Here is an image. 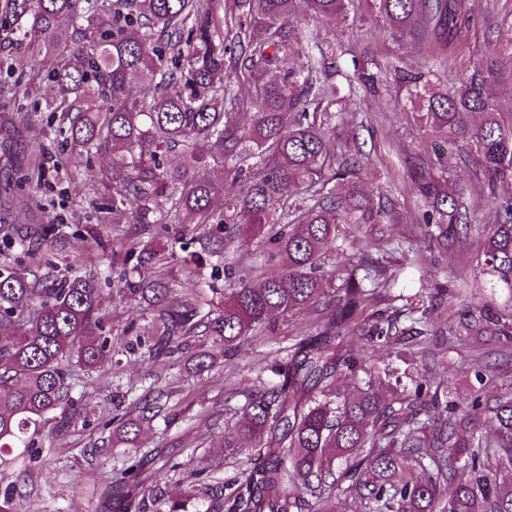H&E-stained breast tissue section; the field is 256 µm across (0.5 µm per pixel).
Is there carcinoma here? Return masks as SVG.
<instances>
[{"label": "carcinoma", "mask_w": 512, "mask_h": 512, "mask_svg": "<svg viewBox=\"0 0 512 512\" xmlns=\"http://www.w3.org/2000/svg\"><path fill=\"white\" fill-rule=\"evenodd\" d=\"M355 0H0V17L12 21L27 64L44 74L55 93L48 109L61 113L59 133L71 151L109 156L105 185L112 187V215L99 223L139 224L140 233L204 224L217 230L199 239L200 251L184 259L198 275L202 254L223 265L228 288L210 286L221 306L185 297L169 301L164 269L169 256L136 239L120 243L136 260L137 280L117 289L125 304L154 311L150 334L127 347L148 354L179 353L188 338L211 336L231 357L274 313L318 311L326 295L322 260L341 250L344 233L364 224H393L390 202H375L354 180L368 159L344 115L358 85L375 86L380 73H343L340 42L317 44L302 19L348 21ZM379 30L447 45L466 17L464 0H372ZM140 85L132 93V82ZM408 102L424 128L470 149L490 189L497 221L488 229L478 260L480 287L512 302V196L497 184L512 183V109L496 90L512 95V38L498 42L450 83L435 65L404 75ZM344 141L336 153L331 143ZM180 162L164 164L170 152ZM423 170L415 184L423 202V232L442 246L468 230L464 192L449 177ZM241 183L224 208L212 205L224 178ZM44 178L36 152L22 182L36 191ZM269 236L278 268L254 280L224 263L233 244L241 249ZM19 244L35 261L41 243L0 225V244ZM394 276L364 254L346 269L336 309L316 324L315 336H298L276 351L273 383L229 398L245 399L241 415L224 428V451L251 465L227 482L205 484L207 512H512V390L488 396L490 368L470 364L478 388L456 399L448 387L411 368L363 369L354 394L336 388L353 360L341 332V303L380 295L391 313L368 326L356 322L362 355L377 345L396 350L415 341L429 354L436 335L426 287L413 295L390 294ZM103 310L95 278H33L0 269V512H15L14 476L30 475L42 453L37 437L51 420L77 415L72 367L87 370L112 358L119 338L103 335ZM502 336L512 340V314L490 303L468 306L451 336ZM151 406L113 421L109 439L137 447ZM487 428L492 436L476 435ZM163 465L148 493L135 492L138 464L112 472L107 500L123 512H193L196 496L165 491Z\"/></svg>", "instance_id": "obj_1"}]
</instances>
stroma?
I'll list each match as a JSON object with an SVG mask.
<instances>
[{
	"mask_svg": "<svg viewBox=\"0 0 512 512\" xmlns=\"http://www.w3.org/2000/svg\"><path fill=\"white\" fill-rule=\"evenodd\" d=\"M469 20L457 38L442 49L454 70L470 68L479 57L487 40L512 37V0H468ZM374 15L367 6H359L353 23L340 20L309 21L318 39L339 38L351 47L359 66L368 70L382 69L384 81L379 88L360 86L356 114L358 142L370 161L358 171L360 185L389 198L395 205L397 221L393 224H367L349 237L342 252H329L323 269L333 274L334 287H341L342 276L364 251L367 242L388 236L411 240L418 254L416 265H409L401 253H380L388 272L394 273L404 292L412 294L421 285L442 290L439 304L442 327L456 324L467 308L457 296L461 282L475 283L480 233L495 222V213L487 204L488 191L475 176L474 164L454 162L452 172L465 186L471 203L468 215L473 229L442 249L424 237L417 222L421 202L408 177L410 169L437 168L439 155L447 146L427 133L417 122L406 99V87L400 80L403 66L417 68L432 55L433 47L418 40L402 41L389 34L367 37L376 27ZM0 56L9 59L10 70L0 72V86L11 85V92L0 93V113L11 115V123L0 126V144L9 145L15 167L26 168L30 147L40 142V160L46 170L37 191H29L19 182L0 190V221L13 225L19 234L32 235L41 224L52 223L53 232L46 236L42 260L29 262L20 248L0 252V265L27 268L36 277L106 276L122 269V256L113 254L119 240L135 237L133 224L98 223V211L109 197L99 183L107 157L87 158L67 153L57 128L59 120L45 108L54 89L42 83L38 94L24 96L20 89L28 80L25 53L11 34L9 21L0 22ZM204 227L190 225L159 230L151 241L158 250H174L169 264L172 299L189 295L210 299L209 289L197 287L185 271L183 250L174 249L175 241L187 242L205 235ZM100 246H92V238ZM102 303L112 313V333L129 339L146 332L153 313L146 305L131 307L113 299L111 287L102 290ZM314 326L308 314L277 315L271 318L264 335L246 341L232 356L225 357L224 348L208 336L192 338L194 350L212 356V368L196 373L188 357H152L140 352L116 349L110 364L93 371H78L72 396L79 409L67 428L50 422L40 441L42 454L34 474V486H20L15 498L16 512H107L100 488L109 473L120 467L126 457L124 447L105 448L101 439L109 432L113 415L135 411L143 402H158L161 412L144 425L139 448L149 460L145 473H152L172 456L182 467L170 473L166 491L172 496L189 492L196 481L208 483L230 479L241 469V463L224 453V426L234 422L242 405L240 399H228L229 389L249 384L257 376L254 361L287 346L291 339L312 333ZM483 353L496 375L499 389L512 388V343L495 336L475 339L457 337L453 348L435 347V360L429 374L447 384L454 395L466 397L476 381L469 371L472 350Z\"/></svg>",
	"mask_w": 512,
	"mask_h": 512,
	"instance_id": "35a3bbf8",
	"label": "stroma"
}]
</instances>
